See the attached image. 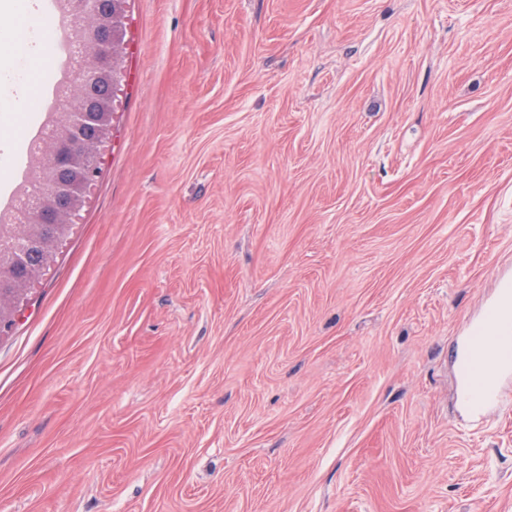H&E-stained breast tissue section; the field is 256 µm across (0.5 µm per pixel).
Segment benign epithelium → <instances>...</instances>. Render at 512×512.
I'll return each mask as SVG.
<instances>
[{"label": "benign epithelium", "mask_w": 512, "mask_h": 512, "mask_svg": "<svg viewBox=\"0 0 512 512\" xmlns=\"http://www.w3.org/2000/svg\"><path fill=\"white\" fill-rule=\"evenodd\" d=\"M60 21L71 27L67 47L71 73L62 82L57 110L52 114L55 137L36 139L40 164L31 173L30 180L43 185L42 194L32 201L31 215H47L48 224H72L73 218L84 203V193L98 175V158L112 131L114 98L98 102L93 113L94 123L101 131L99 140L86 143L80 131L86 119L83 103L74 99L92 91L104 81L117 84L119 68L121 21L125 0H57ZM77 168L81 179L72 184L59 178V172ZM21 313L19 305L0 308V335L11 331Z\"/></svg>", "instance_id": "obj_1"}]
</instances>
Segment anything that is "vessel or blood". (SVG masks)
<instances>
[{"instance_id":"1","label":"vessel or blood","mask_w":512,"mask_h":512,"mask_svg":"<svg viewBox=\"0 0 512 512\" xmlns=\"http://www.w3.org/2000/svg\"><path fill=\"white\" fill-rule=\"evenodd\" d=\"M487 316L497 333L493 336L466 335L456 346L455 368L459 404L472 416H481L504 396L503 381L512 376V337L500 329L512 326V289H499Z\"/></svg>"}]
</instances>
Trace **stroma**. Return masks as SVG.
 Wrapping results in <instances>:
<instances>
[{"label": "stroma", "mask_w": 512, "mask_h": 512, "mask_svg": "<svg viewBox=\"0 0 512 512\" xmlns=\"http://www.w3.org/2000/svg\"><path fill=\"white\" fill-rule=\"evenodd\" d=\"M0 0V207L57 63ZM99 175L0 335V512H512L453 348L512 278V0H128Z\"/></svg>", "instance_id": "1"}]
</instances>
